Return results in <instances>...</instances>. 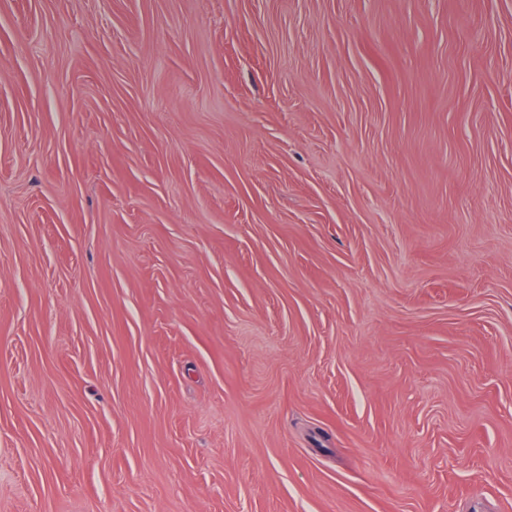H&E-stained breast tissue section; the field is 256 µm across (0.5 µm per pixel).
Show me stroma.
Returning <instances> with one entry per match:
<instances>
[{
  "label": "stroma",
  "instance_id": "obj_1",
  "mask_svg": "<svg viewBox=\"0 0 512 512\" xmlns=\"http://www.w3.org/2000/svg\"><path fill=\"white\" fill-rule=\"evenodd\" d=\"M0 512H512V0H0Z\"/></svg>",
  "mask_w": 512,
  "mask_h": 512
}]
</instances>
